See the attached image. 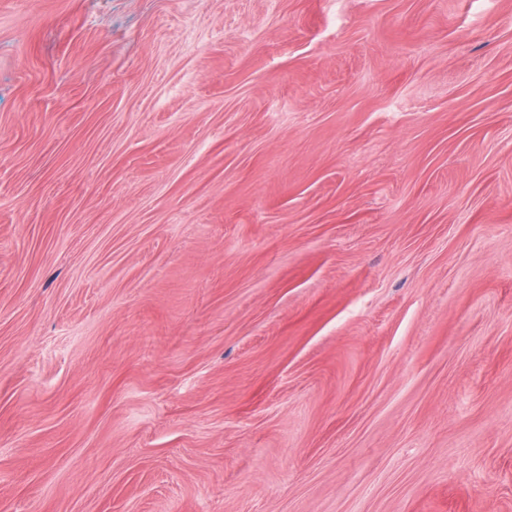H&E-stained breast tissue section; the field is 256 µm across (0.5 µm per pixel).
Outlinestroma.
<instances>
[{
	"label": "stroma",
	"instance_id": "1",
	"mask_svg": "<svg viewBox=\"0 0 512 512\" xmlns=\"http://www.w3.org/2000/svg\"><path fill=\"white\" fill-rule=\"evenodd\" d=\"M0 512H512V0H0Z\"/></svg>",
	"mask_w": 512,
	"mask_h": 512
}]
</instances>
